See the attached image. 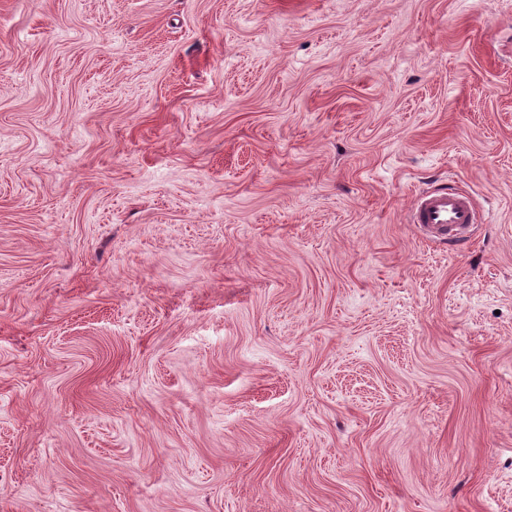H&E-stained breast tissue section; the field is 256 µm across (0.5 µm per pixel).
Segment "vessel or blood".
Returning <instances> with one entry per match:
<instances>
[{"label":"vessel or blood","instance_id":"b4317fda","mask_svg":"<svg viewBox=\"0 0 512 512\" xmlns=\"http://www.w3.org/2000/svg\"><path fill=\"white\" fill-rule=\"evenodd\" d=\"M410 221L427 237L452 243L469 235L477 213L469 193L441 187L416 197Z\"/></svg>","mask_w":512,"mask_h":512}]
</instances>
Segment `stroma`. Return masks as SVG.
<instances>
[{"mask_svg": "<svg viewBox=\"0 0 512 512\" xmlns=\"http://www.w3.org/2000/svg\"><path fill=\"white\" fill-rule=\"evenodd\" d=\"M0 512H512V0H0ZM472 197L446 187L420 193L410 210V223L435 241L456 242L465 238L477 224Z\"/></svg>", "mask_w": 512, "mask_h": 512, "instance_id": "obj_1", "label": "stroma"}]
</instances>
